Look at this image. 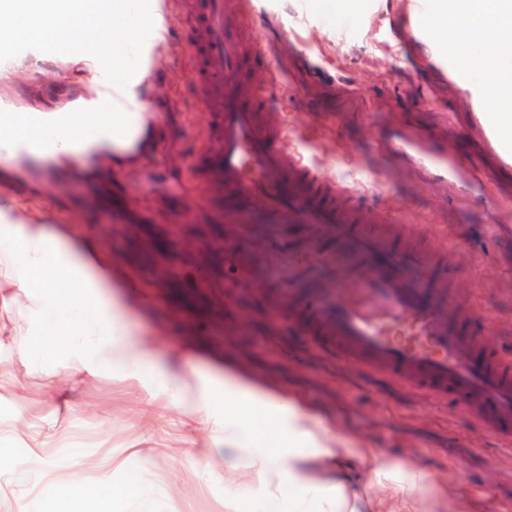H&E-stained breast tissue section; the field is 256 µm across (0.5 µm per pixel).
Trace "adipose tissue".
Returning a JSON list of instances; mask_svg holds the SVG:
<instances>
[{"label":"adipose tissue","mask_w":512,"mask_h":512,"mask_svg":"<svg viewBox=\"0 0 512 512\" xmlns=\"http://www.w3.org/2000/svg\"><path fill=\"white\" fill-rule=\"evenodd\" d=\"M158 0H0L5 34L17 40L30 33L19 16L38 22L39 34L58 35L70 52L81 53L80 33L112 48V89L123 100L121 112L98 107L79 110L76 126L111 130L116 155L134 158L151 149L148 102L141 93L146 67L125 60L131 47L149 49L165 41ZM470 38L491 42L490 52L473 63L494 72L489 99L499 126L512 127V0H474L467 24ZM45 216L13 202L0 206V335L10 337L9 361L29 374L46 363L71 375L95 377L121 371L131 379H162L179 406L198 415L219 434L224 450V509L239 512L247 488H255L262 512H457L458 503L420 465H397L378 458L376 449L355 447L351 438L330 435L298 413L294 404H275L272 428L258 440L244 400L251 394L233 380L224 382V401L206 388L190 390L184 378L154 363L148 347L132 340L104 291L106 273L90 259L71 254L44 230ZM25 300L33 326H16L11 312ZM248 471L249 484L238 481Z\"/></svg>","instance_id":"obj_1"}]
</instances>
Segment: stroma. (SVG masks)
Here are the masks:
<instances>
[{
	"label": "stroma",
	"instance_id": "35a3bbf8",
	"mask_svg": "<svg viewBox=\"0 0 512 512\" xmlns=\"http://www.w3.org/2000/svg\"><path fill=\"white\" fill-rule=\"evenodd\" d=\"M410 0H249L254 33L267 48L246 73L253 86L284 76L269 112L289 148L352 190L373 192L401 223L433 234L448 249L469 242L471 270L461 287L493 325L512 330V172L495 168L477 132L459 126L469 112L467 88L446 83L443 100L424 45L399 34ZM166 41L149 58L155 143L124 166L96 154L91 176L55 175L58 162L9 164L0 202L28 198L51 210L48 234L77 256L95 247L108 272L106 292L135 341L155 360L224 396L236 379L266 405L252 406L265 433L269 407L294 403L322 428L376 448L396 464L420 463L459 501L458 512H512V441L478 428L451 409L377 377L341 365L334 355L281 331L274 321L288 255L308 248L302 224H251L247 249L228 252L235 231L216 191L195 184L193 168L208 136L196 104L194 60L177 0H161ZM92 94L85 66L56 41H32L0 52V96L19 109L47 112L61 100ZM403 123L445 128L448 150L466 157L487 193L442 190L437 180L381 150L377 128ZM498 224L500 234L486 227ZM151 377L122 372L65 379L59 388L28 377L23 366L0 376V448L19 465L0 473V512L25 498L29 512H84L68 500L75 473L89 489L112 490V512H224V444ZM56 459L51 473L32 455ZM151 491L132 484L140 472Z\"/></svg>",
	"mask_w": 512,
	"mask_h": 512
}]
</instances>
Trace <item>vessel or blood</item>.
<instances>
[{
    "label": "vessel or blood",
    "instance_id": "b4317fda",
    "mask_svg": "<svg viewBox=\"0 0 512 512\" xmlns=\"http://www.w3.org/2000/svg\"><path fill=\"white\" fill-rule=\"evenodd\" d=\"M409 38L424 37L435 0H412ZM248 0H180L197 60L199 101L212 134L195 167L198 182L219 188L224 218L261 213L268 224L310 227V253L290 260L288 325L314 346L334 351L361 372L464 408L488 434L512 437V351L489 344L485 315L466 299L467 274L436 239L322 175L288 150L282 125L266 110V88L237 77L246 59L264 53L250 34ZM433 64L470 83L473 65L439 45ZM478 129L512 168V142L497 124Z\"/></svg>",
    "mask_w": 512,
    "mask_h": 512
}]
</instances>
